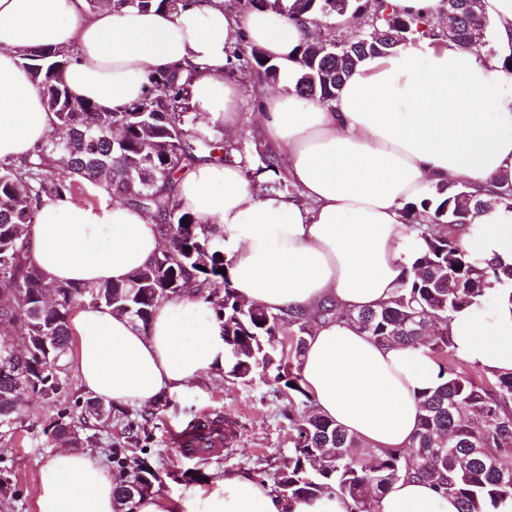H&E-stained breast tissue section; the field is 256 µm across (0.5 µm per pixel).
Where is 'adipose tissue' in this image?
I'll use <instances>...</instances> for the list:
<instances>
[{
    "mask_svg": "<svg viewBox=\"0 0 512 512\" xmlns=\"http://www.w3.org/2000/svg\"><path fill=\"white\" fill-rule=\"evenodd\" d=\"M302 29L270 8L228 9L200 0L178 12L88 10L85 0H0V159L21 161L54 129L23 53L67 49L72 96L120 110L139 100L151 74L198 63L192 100L207 122L238 131L240 92L225 78L227 51L247 42L280 72L279 91L256 84L268 138L289 160L297 197L260 192L239 162L201 164L179 181L178 199L200 223L219 225L233 288L278 313L312 317L302 378L319 413L375 454L407 447L422 392L439 366L423 346H381L350 314L396 295L421 249L406 205L442 184L481 191L512 176V74L495 56L418 36L362 61L331 104L299 96ZM463 247L512 261V213L475 219ZM31 258L56 281L122 282L163 245L154 217L122 201L77 208L43 204L29 225ZM334 320H314L321 305ZM483 305L450 323L457 355L512 371V310L483 337ZM75 371L86 392L118 407L156 405L224 365L222 328L211 306L188 293L161 302L148 331L106 306H86L72 325ZM111 468L98 455L62 449L48 459L35 512H118ZM184 512H347L333 491L287 499L260 475L235 471L197 490ZM456 499L416 477L384 493L380 512H459Z\"/></svg>",
    "mask_w": 512,
    "mask_h": 512,
    "instance_id": "adipose-tissue-1",
    "label": "adipose tissue"
}]
</instances>
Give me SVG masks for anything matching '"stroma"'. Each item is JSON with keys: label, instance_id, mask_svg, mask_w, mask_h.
I'll return each mask as SVG.
<instances>
[{"label": "stroma", "instance_id": "stroma-1", "mask_svg": "<svg viewBox=\"0 0 512 512\" xmlns=\"http://www.w3.org/2000/svg\"><path fill=\"white\" fill-rule=\"evenodd\" d=\"M69 381L70 399L60 400L55 407L30 400L21 432L0 439V467H8L11 480L7 493L0 494V512H34L44 466L57 449L46 426L62 407L70 408L73 420L81 418L72 398L81 395L83 388L77 374H70ZM205 410L232 419L237 437L226 447L222 458L209 460L199 479L193 475L195 462L179 458L170 435L188 426ZM90 431L96 436L89 446L91 452L109 457L111 443L118 441L158 469L161 481L153 493L174 510L188 489L211 488L227 472L249 470L271 477L274 462L287 455L292 446L288 402L279 394L272 374L259 372L245 382L221 369L211 379L166 396L133 431H126L124 420L117 415L108 421H91Z\"/></svg>", "mask_w": 512, "mask_h": 512}]
</instances>
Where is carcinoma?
<instances>
[{
    "label": "carcinoma",
    "instance_id": "obj_1",
    "mask_svg": "<svg viewBox=\"0 0 512 512\" xmlns=\"http://www.w3.org/2000/svg\"><path fill=\"white\" fill-rule=\"evenodd\" d=\"M188 0H87L89 9L151 8L174 12ZM281 10L300 25L306 38L300 48L297 94L329 104L336 100L345 78L365 57L390 52L409 36L421 34L451 40L482 52L488 20L458 10L456 33L437 32L420 18L388 11L385 0H243L242 7ZM356 12L369 13L374 26L350 44L331 45L319 31L329 21ZM233 71L264 82L277 81L275 65L264 61L255 47L240 44L228 52ZM72 53L42 49L24 55L44 105L55 116L54 131L27 159L0 161V323L18 328L32 350L14 353L13 338L0 333V437H13L22 427L26 396L1 398L10 384L6 370L28 372L31 389L48 390V405L56 404L69 387L68 360L53 363L45 343L71 352L70 317L86 305H106L126 315L141 331L150 326L157 303L180 296L179 286L196 282V292L210 304L221 323L228 374L246 381L257 371L274 372L289 406L302 408L293 422V446L273 473L274 490L291 498H314L334 491L348 500L349 512H379L389 486L402 473H413L458 500L460 512H504L512 504V372H488L474 363L467 372L448 362L454 351L448 322L476 299L505 298L512 305V264L495 257L471 256L461 234L484 212H512V179L503 177L481 196L465 186H440L433 196L405 207V218L423 243L397 295L378 310L350 319L381 345L428 348L439 362L441 383L421 395L420 423L411 444L381 454H355L358 441L320 414L302 386L301 367H292L277 348L289 337L288 353L301 361L310 320L300 312L272 313L242 300L229 275L224 246L214 224H202L176 199L178 174L201 163L240 158L245 177L280 192H292L281 177L278 155L267 149L245 150L203 133H189L197 115L191 111V75L199 65L189 61L180 70L154 73L151 89L118 112L89 100L74 98L65 72ZM87 181L152 215L172 250L160 252L135 270L124 283L84 285L53 282L29 261L27 226L35 223L38 207L73 196ZM190 251H185V248ZM82 431L69 411L59 410L49 425L52 436ZM118 494L127 483L146 476L160 482L159 472L129 462L121 448L112 451Z\"/></svg>",
    "mask_w": 512,
    "mask_h": 512
}]
</instances>
